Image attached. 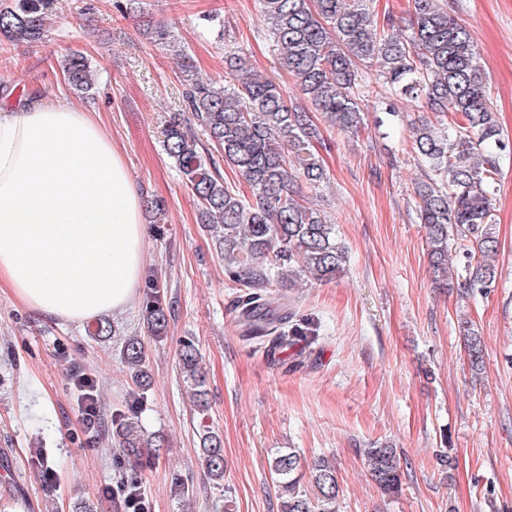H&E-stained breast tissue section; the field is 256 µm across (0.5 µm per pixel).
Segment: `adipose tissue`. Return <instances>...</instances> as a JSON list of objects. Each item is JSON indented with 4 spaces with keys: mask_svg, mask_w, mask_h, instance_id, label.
Instances as JSON below:
<instances>
[{
    "mask_svg": "<svg viewBox=\"0 0 512 512\" xmlns=\"http://www.w3.org/2000/svg\"><path fill=\"white\" fill-rule=\"evenodd\" d=\"M140 209L95 113L55 91L0 97V288L63 322L124 311L142 272Z\"/></svg>",
    "mask_w": 512,
    "mask_h": 512,
    "instance_id": "obj_1",
    "label": "adipose tissue"
}]
</instances>
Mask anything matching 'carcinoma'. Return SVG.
Segmentation results:
<instances>
[{
	"mask_svg": "<svg viewBox=\"0 0 512 512\" xmlns=\"http://www.w3.org/2000/svg\"><path fill=\"white\" fill-rule=\"evenodd\" d=\"M273 66L253 70L233 49L224 51V80L203 81L186 73L182 101L191 117H173L163 149L199 203L200 224L213 233L218 254L232 281L250 289L240 303L248 333L271 337L274 351L288 341L282 326L291 313L272 306L273 286L284 278L326 284L344 271L346 250L332 224L303 192L316 191L326 172L310 148L318 127L302 104L286 96L293 83L303 99L330 126L356 133L365 126L364 99L378 98L393 116L397 98L415 99L435 121L409 123L411 153L422 173L413 186L417 223L427 244L433 281L439 288L481 293L495 287L498 251L494 195L500 158L512 153L501 129L470 29L448 12V0H408L409 34L389 16L381 19L373 0H260ZM55 0H11L0 5V37L10 42H42L48 37ZM375 72V85L360 83L359 66ZM70 88L92 89L87 55L72 50L58 60ZM221 153L248 186L247 196L226 182L209 149ZM456 240L466 277L448 275V244ZM173 306L156 279L145 293L146 329L166 334ZM460 329L472 371L481 370L484 342L471 320ZM120 358L142 390L150 383L147 350L139 336L126 338ZM184 383L198 413L208 411L206 377L196 344L178 353ZM118 450L130 460L154 457L162 440L146 434L134 415L112 418ZM200 451L211 479H224L220 436L204 428ZM363 456L372 479L386 494L401 489L396 449L376 446ZM277 477L279 512H336L340 485L324 457L309 462L293 450L270 463ZM308 484H303V479Z\"/></svg>",
	"mask_w": 512,
	"mask_h": 512,
	"instance_id": "obj_1",
	"label": "carcinoma"
}]
</instances>
